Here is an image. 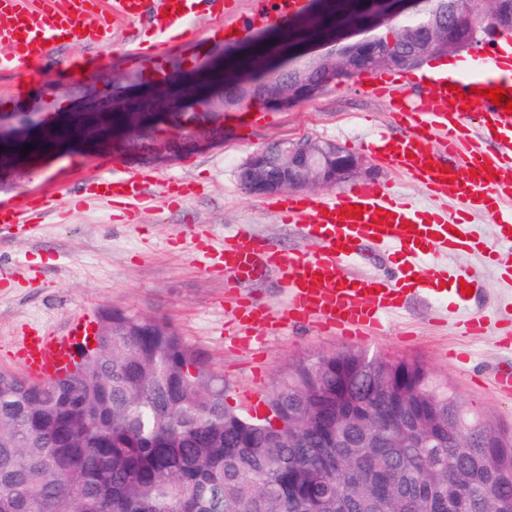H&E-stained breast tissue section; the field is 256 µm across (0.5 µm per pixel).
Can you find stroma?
I'll use <instances>...</instances> for the list:
<instances>
[{"label": "stroma", "instance_id": "stroma-1", "mask_svg": "<svg viewBox=\"0 0 512 512\" xmlns=\"http://www.w3.org/2000/svg\"><path fill=\"white\" fill-rule=\"evenodd\" d=\"M137 23L112 29V45L89 60L82 77L67 78L54 66L36 75L0 73V113L37 107L47 80H54L57 113L70 112L86 101H111L117 86L132 71L119 61ZM269 124L241 136L240 115H224V138L181 158L158 165L138 156L115 154L119 169H158L162 176L197 185V192L170 208L153 200L138 215L123 205L95 204L71 208L78 186L96 176V152L75 146L50 154L42 166L12 187L0 188V203L33 189L56 194V206L42 216L34 237L0 235V370L22 373L19 341L27 333L65 334L80 319L95 317L99 308L118 306L170 320L183 339L204 353L223 373L226 403L247 413L264 414L265 401L293 363L336 350L368 351L389 358H416L446 381L467 412L487 414L512 432V396L497 392L495 373L512 369V348L506 347L499 323L512 321V282L477 252L445 256L452 268L476 273L478 291L469 302L448 295L418 293L383 320V332L346 336L300 325L287 333L265 336L263 350L231 342L224 277L206 272L208 249L194 250L189 236L223 237L238 225H252L272 246H300L296 229L279 223L266 208L267 199L247 193L238 168L253 152L282 139L333 140L361 157L359 181L391 184L420 208L431 205L421 187L386 169L366 150L374 135L395 133L385 102L365 97L359 79L330 86L319 95L285 109H269ZM401 267L389 249L362 248L349 258L346 270L360 277L391 278ZM472 317L488 320L485 335L464 336L459 326Z\"/></svg>", "mask_w": 512, "mask_h": 512}]
</instances>
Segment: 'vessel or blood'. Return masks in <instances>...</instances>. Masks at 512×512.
Instances as JSON below:
<instances>
[{
    "label": "vessel or blood",
    "instance_id": "b4317fda",
    "mask_svg": "<svg viewBox=\"0 0 512 512\" xmlns=\"http://www.w3.org/2000/svg\"><path fill=\"white\" fill-rule=\"evenodd\" d=\"M308 0H254L246 20L235 18L233 0H0V71H36L45 64L79 75L76 63L57 56L66 41L91 49L112 44L116 19H139L148 27L151 42L138 39L125 47L122 61L159 86L171 75L164 65L168 45L192 50L198 43L181 40L179 33L198 19L211 17L212 38L228 45L251 29L269 22H285L307 9ZM399 94H392L393 86ZM370 97L388 99L397 135L372 138L368 147L385 167L420 184L432 205L423 210L376 182L355 184L327 199L306 195L283 196L267 204L284 224L300 225L314 251L282 252L254 235L249 225L225 237L215 250L216 269L224 273L230 302V322L237 331L262 327L274 332L299 323H317L326 330L362 335L380 328L384 315L400 309L415 291L447 285L450 295L467 301L461 285L475 277L449 274L440 254L479 250L512 280V260L478 239L470 217L489 216L500 237L512 239V112L487 98L489 90L512 89V47L471 56L451 76L422 80L400 74L378 73L361 81ZM101 172L78 192L77 207L91 202L124 201L132 209L147 203L152 186H161L164 202L190 196L192 184L160 180L152 172H116L108 158ZM454 195L457 206L448 211L442 201ZM49 198L39 192L19 195L0 204V231L33 236L36 219ZM360 208L359 217H347V207ZM372 241L398 252L399 275L387 282L347 274L344 263L359 245ZM275 269L286 289L284 308L273 310L244 298L243 284L264 268ZM85 339L84 329L60 336H26L21 340L26 372L49 379L71 367Z\"/></svg>",
    "mask_w": 512,
    "mask_h": 512
}]
</instances>
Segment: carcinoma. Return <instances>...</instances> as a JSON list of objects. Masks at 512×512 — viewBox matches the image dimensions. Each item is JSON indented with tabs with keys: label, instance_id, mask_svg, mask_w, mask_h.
<instances>
[{
	"label": "carcinoma",
	"instance_id": "carcinoma-1",
	"mask_svg": "<svg viewBox=\"0 0 512 512\" xmlns=\"http://www.w3.org/2000/svg\"><path fill=\"white\" fill-rule=\"evenodd\" d=\"M350 0L336 16L364 34L336 45L339 79L403 71L429 50L512 34V0ZM288 86L299 98L321 76ZM120 147L184 137L153 108ZM97 351L42 384L0 371V512H512V433L472 416L409 359L328 352L293 364L262 417L225 403L224 376L158 317L103 307Z\"/></svg>",
	"mask_w": 512,
	"mask_h": 512
}]
</instances>
